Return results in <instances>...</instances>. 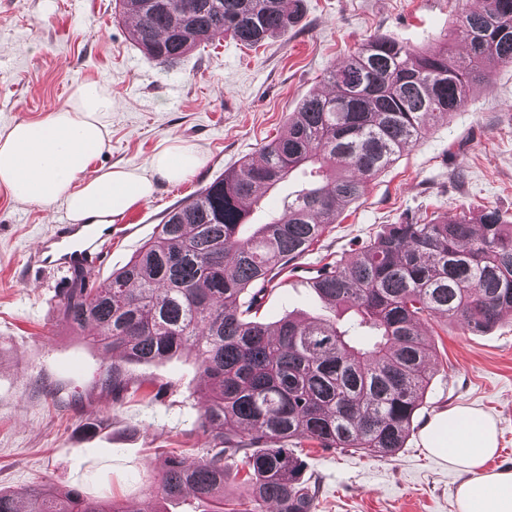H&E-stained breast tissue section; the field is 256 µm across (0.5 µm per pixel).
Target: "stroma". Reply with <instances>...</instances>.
<instances>
[{"mask_svg":"<svg viewBox=\"0 0 512 512\" xmlns=\"http://www.w3.org/2000/svg\"><path fill=\"white\" fill-rule=\"evenodd\" d=\"M475 0H301L294 26L261 45L224 38L165 67L129 37L116 0H0V127L63 107L79 81L112 94L110 143L100 166L148 169L176 137L202 166L180 183L112 219V247L90 287L108 283L152 238L165 216L201 186L283 134L308 94L330 91L326 73L365 39L381 34L410 47L434 44ZM497 206L512 222V68L489 75L464 108L432 126L370 180L266 298L262 316L324 313L309 279L347 257L385 225L426 222ZM0 189V489L76 487L145 512L148 479L168 454L200 452L203 377L192 356L126 364L120 395L105 385L101 357L59 320L74 272L38 269L40 243L66 223ZM436 373L404 448L391 459L308 448L316 512H457L466 475L424 446L428 422L466 406L492 417L498 451L488 469L512 471V316L471 333L443 317L423 324Z\"/></svg>","mask_w":512,"mask_h":512,"instance_id":"stroma-1","label":"stroma"}]
</instances>
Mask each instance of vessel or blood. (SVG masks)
Masks as SVG:
<instances>
[{
    "label": "vessel or blood",
    "mask_w": 512,
    "mask_h": 512,
    "mask_svg": "<svg viewBox=\"0 0 512 512\" xmlns=\"http://www.w3.org/2000/svg\"><path fill=\"white\" fill-rule=\"evenodd\" d=\"M100 231L94 224H65L59 227L51 242L55 253L51 256H38L40 267L48 268L58 263L73 270H91L100 262L102 253L96 248Z\"/></svg>",
    "instance_id": "vessel-or-blood-1"
}]
</instances>
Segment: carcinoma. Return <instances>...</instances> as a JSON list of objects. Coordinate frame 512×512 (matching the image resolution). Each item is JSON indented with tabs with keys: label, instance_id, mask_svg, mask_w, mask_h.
I'll return each instance as SVG.
<instances>
[{
	"label": "carcinoma",
	"instance_id": "cac0c4a2",
	"mask_svg": "<svg viewBox=\"0 0 512 512\" xmlns=\"http://www.w3.org/2000/svg\"><path fill=\"white\" fill-rule=\"evenodd\" d=\"M300 0H119L131 40L171 66L226 35L244 46L288 30ZM512 68V0H485L426 49L375 35L327 79L336 91L308 95L286 133L258 161H244L172 209L110 283L76 277L59 301L74 333L103 358L104 380L127 389L122 363L183 351L205 378L196 458L169 457L148 488L156 502L191 512L224 504V459L248 468L245 499L213 512H316L300 452L317 448L391 458L403 448L435 375L419 330L440 315L478 332L512 314V224L495 207L473 224L464 213L427 224H389L348 261L316 272L311 290L333 316L264 323L260 301L319 242L369 179L415 144L429 124L464 107L493 67ZM297 194L257 224L262 197L297 174ZM0 512H124L77 488L25 496L0 490Z\"/></svg>",
	"mask_w": 512,
	"mask_h": 512
}]
</instances>
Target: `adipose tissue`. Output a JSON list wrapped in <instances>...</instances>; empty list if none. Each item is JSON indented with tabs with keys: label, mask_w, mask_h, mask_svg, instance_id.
<instances>
[{
	"label": "adipose tissue",
	"mask_w": 512,
	"mask_h": 512,
	"mask_svg": "<svg viewBox=\"0 0 512 512\" xmlns=\"http://www.w3.org/2000/svg\"><path fill=\"white\" fill-rule=\"evenodd\" d=\"M111 110L106 86L78 82L64 107L0 129V187L21 203L50 211L63 205L71 223L94 224L151 197L156 182L186 180L201 166L198 152L175 141L146 172L95 167L107 144ZM425 446L468 472L458 488V512H512V471L484 470L498 450L489 416L465 407L439 413L427 425Z\"/></svg>",
	"instance_id": "ef3b65f1"
}]
</instances>
